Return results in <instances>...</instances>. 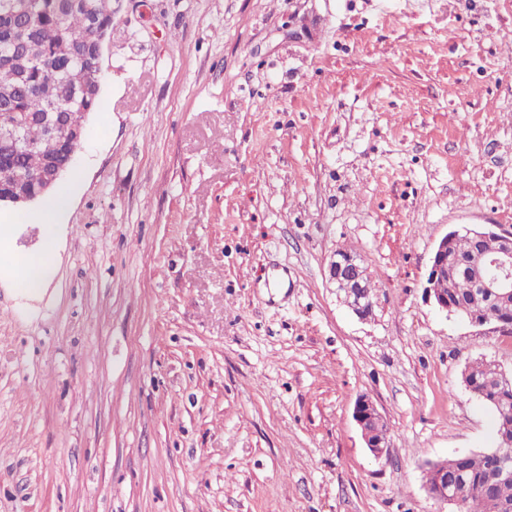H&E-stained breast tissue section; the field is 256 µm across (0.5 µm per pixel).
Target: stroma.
Returning <instances> with one entry per match:
<instances>
[{"label":"stroma","mask_w":512,"mask_h":512,"mask_svg":"<svg viewBox=\"0 0 512 512\" xmlns=\"http://www.w3.org/2000/svg\"><path fill=\"white\" fill-rule=\"evenodd\" d=\"M112 8L54 275L0 266V512H456L424 467L496 448L462 373L512 372V337L423 282L448 230H512V5ZM328 280L355 316L361 320L373 316L377 301L368 287L369 274L360 256L337 250L328 264ZM13 271L17 292L25 296L40 294L53 274L48 261L40 254L22 257V262L13 267ZM353 418L358 425L362 439L366 448L376 458H381L387 452L388 444L386 433V421L382 413L379 411L375 402L369 396L359 397L353 408ZM381 425L380 432L385 435L381 436L377 430Z\"/></svg>","instance_id":"35a3bbf8"}]
</instances>
